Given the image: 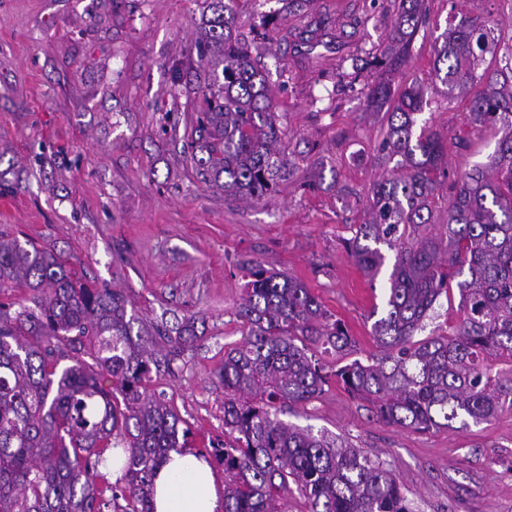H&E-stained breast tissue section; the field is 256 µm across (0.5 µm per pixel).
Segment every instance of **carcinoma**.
Returning a JSON list of instances; mask_svg holds the SVG:
<instances>
[{
    "label": "carcinoma",
    "mask_w": 512,
    "mask_h": 512,
    "mask_svg": "<svg viewBox=\"0 0 512 512\" xmlns=\"http://www.w3.org/2000/svg\"><path fill=\"white\" fill-rule=\"evenodd\" d=\"M233 0H206L199 57L214 56L222 75L205 84L192 160L234 197L261 198L289 175L280 155L271 88L249 41L234 34ZM381 54L347 55L355 82L367 69L398 71L411 62V35L426 0H402ZM323 28L301 40L304 54L333 47ZM495 28L464 17L433 47V73L448 94L468 103L467 124L497 136L488 161L448 170V144L422 127L426 92L412 83L368 88L365 110L388 107L377 161L394 163L370 189L366 218L353 225L347 251L375 284L388 273L385 308L371 325L378 353L327 370L320 354L357 348L342 320L301 280L248 263L250 281L237 317L244 342L224 352V512H288L292 489L308 512H413L392 470L355 449L280 418L325 391L334 377L402 429L464 430L512 408V378L491 375L492 354L512 357V52L485 64ZM450 184L448 205L440 190ZM443 213L444 236L424 230ZM457 288L460 320L449 333L417 340L440 299ZM0 512H154L152 478L172 451L188 447L185 420L149 391L173 375L204 332L197 315L147 321L117 288L79 276L53 248L0 232ZM121 448L122 475L98 473ZM110 498H105L106 493Z\"/></svg>",
    "instance_id": "cac0c4a2"
}]
</instances>
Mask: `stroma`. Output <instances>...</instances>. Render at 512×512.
I'll return each instance as SVG.
<instances>
[{
  "mask_svg": "<svg viewBox=\"0 0 512 512\" xmlns=\"http://www.w3.org/2000/svg\"><path fill=\"white\" fill-rule=\"evenodd\" d=\"M205 0H0V230L47 244L81 275L120 288L145 318L168 312L207 317L175 378L153 390L188 422L192 450L224 441V352L244 339L235 310L244 262L304 282L342 319L360 355L375 346L373 307L384 284H369L349 258L350 225L383 173L374 164L386 111L364 110L365 85L335 91L341 54L384 49L397 0H235L237 29L261 15L274 27L251 47L269 71L290 180L259 200H238L205 181L183 151L213 60L195 44ZM427 18L410 65L393 88L420 83L422 117L441 134L466 130L467 105L448 98L432 70L435 39L461 17L512 32V0H426ZM325 23L342 51L298 57L302 36ZM192 60V70L175 74ZM348 194L337 195L336 184ZM377 457L396 473L414 512H512V410L463 431L415 432L379 421L337 385L287 413Z\"/></svg>",
  "mask_w": 512,
  "mask_h": 512,
  "instance_id": "stroma-1",
  "label": "stroma"
}]
</instances>
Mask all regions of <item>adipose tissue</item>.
I'll list each match as a JSON object with an SVG mask.
<instances>
[{
    "mask_svg": "<svg viewBox=\"0 0 512 512\" xmlns=\"http://www.w3.org/2000/svg\"><path fill=\"white\" fill-rule=\"evenodd\" d=\"M155 512H221V496L210 464L194 451L171 453L153 479Z\"/></svg>",
    "mask_w": 512,
    "mask_h": 512,
    "instance_id": "1",
    "label": "adipose tissue"
}]
</instances>
